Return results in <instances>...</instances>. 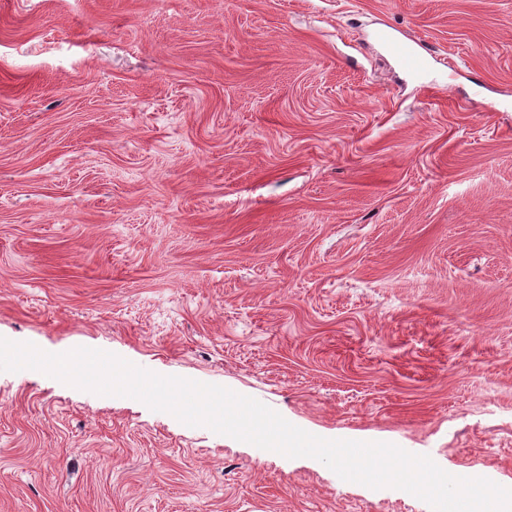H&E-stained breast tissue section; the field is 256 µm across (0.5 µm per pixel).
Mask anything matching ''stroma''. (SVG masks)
I'll return each instance as SVG.
<instances>
[{"mask_svg": "<svg viewBox=\"0 0 512 512\" xmlns=\"http://www.w3.org/2000/svg\"><path fill=\"white\" fill-rule=\"evenodd\" d=\"M0 337L512 488V0H0ZM0 512L431 510L22 370ZM382 39L388 50L395 55L402 66L413 73H421L426 68V56L410 45L394 41L387 33H382Z\"/></svg>", "mask_w": 512, "mask_h": 512, "instance_id": "35a3bbf8", "label": "stroma"}]
</instances>
